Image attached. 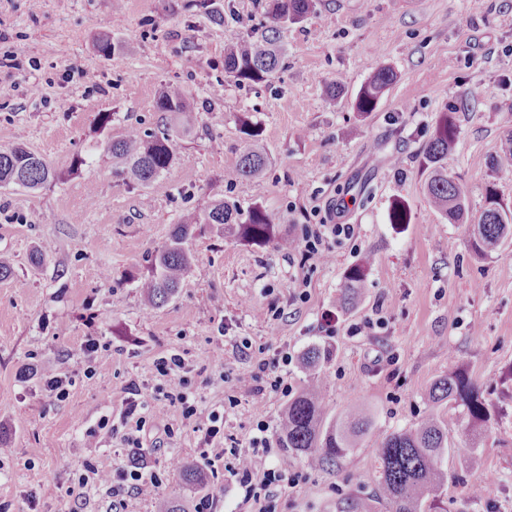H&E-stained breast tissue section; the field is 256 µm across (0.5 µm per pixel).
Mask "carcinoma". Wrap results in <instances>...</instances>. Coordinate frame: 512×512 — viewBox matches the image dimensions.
<instances>
[{"mask_svg": "<svg viewBox=\"0 0 512 512\" xmlns=\"http://www.w3.org/2000/svg\"><path fill=\"white\" fill-rule=\"evenodd\" d=\"M314 8L315 0H270L269 15L275 26L262 40L241 36L224 45L225 77L237 85L267 81L284 57L278 44V25L298 23ZM393 79L391 69H377L357 93V111H373ZM155 106L159 112H176L182 116L199 111L197 101L173 84L160 91ZM456 137V123L444 112L436 121L433 137L421 150L422 165L431 170L428 201L451 223L461 220L465 213L459 186L442 173V161ZM110 149L117 164L143 186L166 172L174 158L172 136L168 132L145 138L132 129L112 141ZM266 164L267 157L255 147L241 156L237 174L245 179L257 178ZM54 177L55 172L43 159L26 149L16 146L0 150V187L17 185L35 190ZM500 214L494 195H489L471 231L470 246L477 255L490 254L512 236V225L501 223ZM201 223L214 224L224 235L252 244H265L279 237L277 225L271 223L262 207L255 205L243 212L222 199L214 201L204 217L189 218L175 226L169 244L154 256L152 267L141 278L140 288L153 305L167 303L180 288L193 261L184 243L194 234V226ZM367 266L363 262L347 271L338 298L341 309L348 310L357 304ZM328 355L319 346L304 353L302 365L308 375L307 385L288 402L277 437L279 447L290 454L305 455L319 468L333 466L346 458L374 430L373 417L360 405L349 406L334 418L328 417L324 404L326 383L320 375L321 364ZM428 400L432 404L448 401L462 408L474 439L480 436L489 417L488 401L459 368L448 371L432 384ZM378 452L381 460L378 496L389 512H425L426 502L448 482V471L440 465V459L448 454V429L431 415L411 429L382 436Z\"/></svg>", "mask_w": 512, "mask_h": 512, "instance_id": "1", "label": "carcinoma"}]
</instances>
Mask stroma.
Listing matches in <instances>:
<instances>
[{
	"instance_id": "obj_1",
	"label": "stroma",
	"mask_w": 512,
	"mask_h": 512,
	"mask_svg": "<svg viewBox=\"0 0 512 512\" xmlns=\"http://www.w3.org/2000/svg\"><path fill=\"white\" fill-rule=\"evenodd\" d=\"M185 2L0 0V53L11 56L0 66V149L23 146L57 173L34 191L0 188V259L15 271L0 279V512H111L110 497L77 484L90 462L162 474L161 493L175 495L179 512L204 495L216 512H255L223 465L206 466L204 434L178 409L147 419L141 447L115 437L87 448L102 416L122 421L131 389L147 397L161 384L155 361L173 353L198 403L223 411L225 435L246 449L266 424L269 462L303 472L277 512H352L366 499L387 512L376 497L377 440L432 413L448 429L442 464L453 479L429 512H512V239L486 257L469 246L488 192L512 215V176L499 169L512 132V0H316L304 21L281 29L282 69L252 86L226 80L224 41L263 34L268 0H217L220 25ZM107 37L120 47L104 57L97 43ZM380 67L394 71V83L374 111H355L357 91ZM169 83L197 100L189 121L156 110ZM444 112L458 129L444 168L467 207L456 224L430 206L419 157ZM248 121L268 159L256 180L236 175ZM131 128L173 134L172 166L146 187L119 172L107 149ZM218 199L262 206L289 246L199 225L189 276L165 305H150L138 277L175 224ZM396 201L410 223H389ZM322 223L354 228L331 240L326 263L299 249ZM45 244L51 251L35 265ZM367 256L361 299L339 309L345 271ZM270 306L278 320L257 316ZM375 316L381 325L352 334ZM92 337L101 347L90 354ZM314 345L330 352L329 416L359 404L375 422L373 436L324 469L285 459L276 443L278 420L304 384L299 361ZM280 350L294 357L288 393L241 384ZM454 367L492 402L478 469L466 464L460 409L427 398ZM52 374L65 379V399L50 392ZM186 468L203 471L204 482L186 483ZM470 487L482 496L468 498Z\"/></svg>"
}]
</instances>
